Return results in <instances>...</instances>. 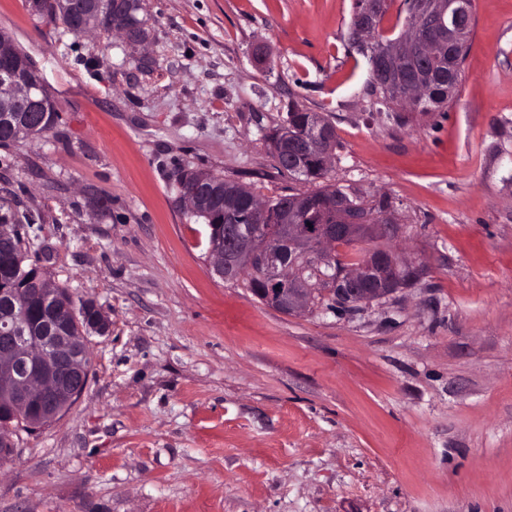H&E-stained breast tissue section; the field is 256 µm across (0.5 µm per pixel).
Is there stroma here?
Listing matches in <instances>:
<instances>
[{
    "mask_svg": "<svg viewBox=\"0 0 512 512\" xmlns=\"http://www.w3.org/2000/svg\"><path fill=\"white\" fill-rule=\"evenodd\" d=\"M352 4L143 0L134 48L0 0L61 116L8 151L0 202L112 324L76 403L16 436L0 512H512V0H475L457 97L403 126L370 106ZM294 107L335 128L327 183L390 198L416 285L289 316L212 274L179 173L310 191L265 141Z\"/></svg>",
    "mask_w": 512,
    "mask_h": 512,
    "instance_id": "stroma-1",
    "label": "stroma"
}]
</instances>
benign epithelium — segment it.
<instances>
[{
    "mask_svg": "<svg viewBox=\"0 0 512 512\" xmlns=\"http://www.w3.org/2000/svg\"><path fill=\"white\" fill-rule=\"evenodd\" d=\"M379 0H363L357 15L359 35L352 41L358 54L377 62L388 90L398 96L418 94L429 72L420 68L412 79L403 75L406 60L438 58L456 45L470 17L468 0H416L407 33L399 39L382 42L375 38ZM52 96L42 70L24 53L0 39V126L8 125L18 136L36 134L42 122L35 116L50 110ZM288 128H283L272 144L278 162L288 161ZM331 134L322 116H312L305 134L295 141L302 151H314L329 159ZM302 196L288 199L289 219L279 226L278 235L260 247L252 243L254 234L242 233L235 224L224 225L223 233L210 243L208 257L214 274L228 279L243 272L261 274L267 288L262 301L286 315H297L310 308L317 288L304 277L309 266L332 267L336 244L384 242L370 248L359 263L342 269L337 289L347 304L361 306L389 297L403 288L397 271L406 267L425 274L419 261H405L390 244L400 240L403 227L388 214L374 223L369 214L346 203L332 207L330 216H305ZM48 321L63 313L77 315L73 303L61 290H42ZM85 328L99 335L110 331V322L89 303L82 310ZM90 378L85 352L77 350L67 336H47L36 343L25 335V316L0 322V402L23 410L31 402L50 416L62 401L73 402L85 391Z\"/></svg>",
    "mask_w": 512,
    "mask_h": 512,
    "instance_id": "7a95c632",
    "label": "benign epithelium"
}]
</instances>
